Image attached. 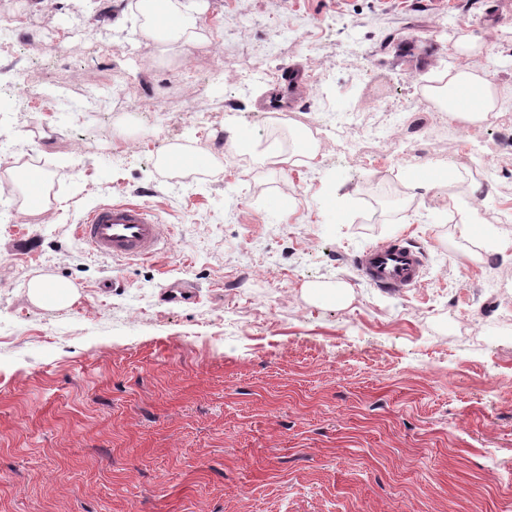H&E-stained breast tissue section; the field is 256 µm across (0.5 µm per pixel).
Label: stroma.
Instances as JSON below:
<instances>
[{"instance_id": "stroma-1", "label": "stroma", "mask_w": 512, "mask_h": 512, "mask_svg": "<svg viewBox=\"0 0 512 512\" xmlns=\"http://www.w3.org/2000/svg\"><path fill=\"white\" fill-rule=\"evenodd\" d=\"M133 3L0 0V512H512V99L475 127L422 95L465 65L512 87V0H197L207 39L172 57ZM469 31L481 51L449 55ZM284 92L292 122L354 117L359 154L328 143L291 168L228 150L232 121L287 142L261 118ZM173 143L195 167L156 162ZM465 151L495 171L467 201L495 234L477 262L441 197L371 202ZM23 162L50 178L47 214L22 208ZM126 200L164 226L153 258L75 236ZM402 237L426 256L419 287L357 276ZM40 276L76 300L34 305ZM336 281L346 303L303 293Z\"/></svg>"}]
</instances>
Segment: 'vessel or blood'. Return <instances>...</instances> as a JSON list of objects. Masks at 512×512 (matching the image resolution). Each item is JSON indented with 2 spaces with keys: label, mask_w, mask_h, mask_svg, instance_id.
<instances>
[{
  "label": "vessel or blood",
  "mask_w": 512,
  "mask_h": 512,
  "mask_svg": "<svg viewBox=\"0 0 512 512\" xmlns=\"http://www.w3.org/2000/svg\"><path fill=\"white\" fill-rule=\"evenodd\" d=\"M76 233L97 255L128 260L154 257L165 238L163 225L137 202L95 206L80 220ZM354 266L369 285L390 291L417 287L425 274L422 250L404 239L367 248Z\"/></svg>",
  "instance_id": "obj_1"
}]
</instances>
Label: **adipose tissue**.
<instances>
[{"label": "adipose tissue", "instance_id": "ef3b65f1", "mask_svg": "<svg viewBox=\"0 0 512 512\" xmlns=\"http://www.w3.org/2000/svg\"><path fill=\"white\" fill-rule=\"evenodd\" d=\"M136 10L141 35L161 42L166 51L173 52L206 38L194 0H137ZM423 95L435 107L447 112L449 121L481 124L488 121L491 112L499 109L503 89L474 69L459 68L442 73L435 84L424 87ZM448 185L444 170L429 163L416 169L409 188L447 197L449 206L461 213V237L469 242L478 241L480 231L474 210L464 206L457 196L448 195Z\"/></svg>", "mask_w": 512, "mask_h": 512}]
</instances>
